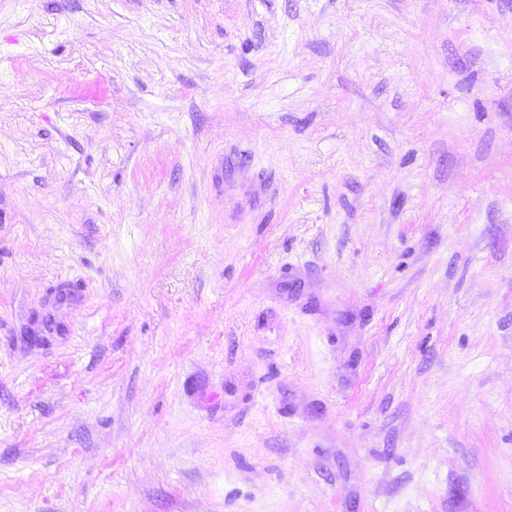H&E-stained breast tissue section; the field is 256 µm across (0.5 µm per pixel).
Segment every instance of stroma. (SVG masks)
I'll return each mask as SVG.
<instances>
[{
  "label": "stroma",
  "mask_w": 512,
  "mask_h": 512,
  "mask_svg": "<svg viewBox=\"0 0 512 512\" xmlns=\"http://www.w3.org/2000/svg\"><path fill=\"white\" fill-rule=\"evenodd\" d=\"M0 512H512V0H0Z\"/></svg>",
  "instance_id": "stroma-1"
}]
</instances>
